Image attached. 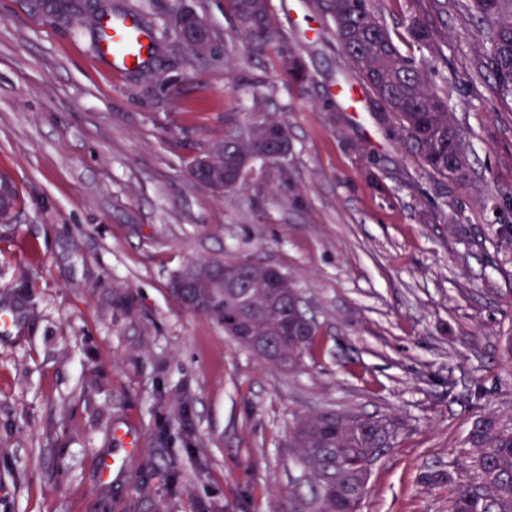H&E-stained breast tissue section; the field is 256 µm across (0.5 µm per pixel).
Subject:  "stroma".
<instances>
[{
	"label": "stroma",
	"instance_id": "35a3bbf8",
	"mask_svg": "<svg viewBox=\"0 0 512 512\" xmlns=\"http://www.w3.org/2000/svg\"><path fill=\"white\" fill-rule=\"evenodd\" d=\"M443 54L434 85L468 145L466 181L430 174L370 110L328 16L270 0L283 41L240 42L228 0H68L142 15L168 50L114 76L54 0H0V172L19 198L0 223V512H298L310 474L291 448L326 409L389 417L360 512H448L427 469L467 456L474 422L512 427V109L490 89L462 0H420ZM403 53L406 0H375ZM204 16L212 54L171 34ZM299 60L307 78L285 69ZM274 118L286 158L233 188L190 164ZM272 265L319 326L304 365L265 363L178 303L197 260ZM29 299L18 298V276ZM140 450L110 478L113 431Z\"/></svg>",
	"mask_w": 512,
	"mask_h": 512
}]
</instances>
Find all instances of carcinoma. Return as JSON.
Returning a JSON list of instances; mask_svg holds the SVG:
<instances>
[{
	"mask_svg": "<svg viewBox=\"0 0 512 512\" xmlns=\"http://www.w3.org/2000/svg\"><path fill=\"white\" fill-rule=\"evenodd\" d=\"M237 33L248 48L262 51L278 44L282 33L265 0H230ZM468 14L484 31L492 92L512 108V0H467ZM329 16L336 40L357 69L360 83L369 89L380 109L394 118L402 145L434 175L448 177V158L462 130L454 122L447 99L431 85L429 66L403 54L389 35L372 0H314ZM407 30L414 42L438 57L441 45L419 13V0L408 2ZM253 138L224 139V175L237 178L238 161L262 159L265 135L254 125ZM265 266L248 263L247 280L238 288L215 284L208 290V307L201 314L230 330L234 318L247 316L252 335L278 336L280 322L296 327L294 337L280 348L255 354L267 362L295 369L315 344L317 325L304 326L301 296L289 278L283 280L284 300L271 297L262 282ZM396 434L393 421L366 415L319 412L300 419L292 431L291 447L312 475L340 472L337 483L312 484L310 502L315 512H359L367 464ZM470 460L457 470H430L422 475L428 486L452 487L449 512H512V428L499 427L492 418L476 423L469 435Z\"/></svg>",
	"mask_w": 512,
	"mask_h": 512,
	"instance_id": "obj_1",
	"label": "carcinoma"
}]
</instances>
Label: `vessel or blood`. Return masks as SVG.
Masks as SVG:
<instances>
[{
	"label": "vessel or blood",
	"mask_w": 512,
	"mask_h": 512,
	"mask_svg": "<svg viewBox=\"0 0 512 512\" xmlns=\"http://www.w3.org/2000/svg\"><path fill=\"white\" fill-rule=\"evenodd\" d=\"M151 45L149 32L134 15L106 16L100 24L98 53L109 64L113 73L124 74L145 65ZM116 449L101 463V476L114 472L118 462L134 457L139 451V441L134 432L116 430Z\"/></svg>",
	"instance_id": "obj_1"
}]
</instances>
